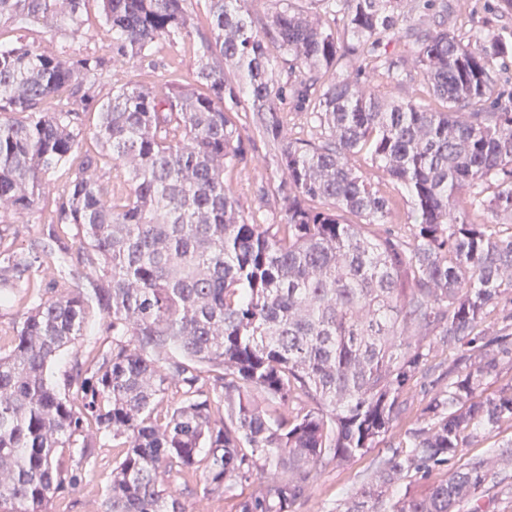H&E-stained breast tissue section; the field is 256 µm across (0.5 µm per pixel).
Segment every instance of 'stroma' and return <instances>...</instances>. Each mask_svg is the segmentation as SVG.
<instances>
[{"label": "stroma", "instance_id": "35a3bbf8", "mask_svg": "<svg viewBox=\"0 0 512 512\" xmlns=\"http://www.w3.org/2000/svg\"><path fill=\"white\" fill-rule=\"evenodd\" d=\"M402 12L407 18V27L412 30L411 36L383 41L378 49L380 55L401 58V80L390 81L381 71L372 69L366 70L359 79L360 88L376 90L393 100H429L428 87L417 58V47L419 39L430 32L445 29L467 41L478 28L486 26L495 30L503 42L512 45V12L503 7L501 0H436L428 10L419 8L416 0H404ZM0 41L22 43L73 61L87 56L104 59L105 64L94 81L88 101H71L69 92L65 91L47 98L42 104L44 111L55 112L62 103L68 102L73 109L82 112L87 129L79 144V150L83 153L98 148L91 131L101 104L111 96L113 90L124 85L157 90L172 74L177 75L180 82H192L203 51L196 37L183 41L161 39L144 59L117 62L112 49V34L100 20L96 0H90L78 31H71L67 26L52 31L39 20L29 22L26 28L20 30L0 23ZM234 110L246 157L242 162L225 165L224 187L233 196L244 217L256 218L263 224L285 223L287 204L277 192L283 179L277 146L253 123L248 102H240ZM277 110L283 116L282 139H304L315 143L322 141L321 128L310 119L308 113L298 108L293 97L278 100ZM354 165L381 194L392 200L391 229L406 232L411 207L401 187L386 171L372 163L367 153L357 154ZM73 173L74 169L70 166L56 169L50 175L55 186L54 192L43 196L34 211L5 216L4 221L10 229L6 237L0 239V244L16 250H28L47 244L43 225L56 208V189L68 184ZM89 323L92 336L83 338L75 349L63 353L54 364L52 372L56 384H63L75 360H84L95 354L96 339L107 337L108 320L102 314L91 311ZM456 358L455 349L443 343L436 344L433 358L410 381L401 395L402 411L389 445L371 449L343 465L318 469L298 512H336L339 501L355 493L364 484L374 481L382 461L390 455L392 448L404 446L405 431L421 426L433 393L447 387L448 371ZM510 438L511 428L501 430L499 436L479 440L473 446L462 449L448 463L434 468L428 474H409L398 481L389 495L378 503V512H388L392 500L404 492L423 493L432 482L446 478L455 468L476 457L490 461L502 482L501 487L490 490L481 498L480 503L485 512H512V496L506 493L507 488L512 487V462L501 458L497 448L499 441ZM118 458V451L113 448L111 438H102L94 450L92 461L79 473L76 484L66 486L63 493L51 503L52 512H85L86 501L101 502L112 478V467ZM202 487V479L196 478L189 482L182 495L187 512H194L201 502L208 504L210 512H234L237 499L250 491L248 485L239 484L226 494L207 496Z\"/></svg>", "mask_w": 512, "mask_h": 512}]
</instances>
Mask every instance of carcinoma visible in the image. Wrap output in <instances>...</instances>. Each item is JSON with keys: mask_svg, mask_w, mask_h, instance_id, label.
Here are the masks:
<instances>
[{"mask_svg": "<svg viewBox=\"0 0 512 512\" xmlns=\"http://www.w3.org/2000/svg\"><path fill=\"white\" fill-rule=\"evenodd\" d=\"M88 0H0V20L80 26ZM118 54L148 56L160 39L195 31L185 0H98ZM342 13L347 45L319 20L288 6L256 28L247 0H208L207 62L195 83L170 79L156 92L122 87L102 103L86 153L58 194L47 236L73 230L68 250H0V301L53 265L50 295L12 323L0 351V512H49L68 481L74 448L88 462L97 438L121 440L102 512H186L169 478L199 475L204 494L248 484L235 512H295L312 472L386 442L399 399L442 341L465 365L434 393L423 425L407 431L376 484L344 499L338 512H377L404 474L448 463L478 437L512 426V386L486 395L485 381L512 359V311L490 338L483 323L512 305V94L493 95V69L512 45L488 32L473 45L446 30L420 41L418 58L436 110L390 102L336 76L311 115L320 144L281 143L288 179L286 223L243 217L224 189V165L246 151L226 104H251L272 139L283 127L275 101L310 87L281 79L279 64L325 77L349 54L360 73L397 64L377 54L398 29L402 0H321ZM279 46L271 59L267 37ZM237 67L226 77L216 61ZM24 45L0 43V214L34 210L48 175L71 162L84 134L81 113L45 112L43 101L102 68ZM471 107L465 118L456 108ZM370 150L411 203L404 237L373 227L389 201L348 163ZM112 165L128 195L109 193L98 173ZM484 186L494 187L486 197ZM490 209L505 230L472 224L457 208ZM361 222L351 224L344 215ZM108 319L112 341L76 362L59 391L48 371L87 331L91 307ZM499 484L475 459L406 493L390 512H458Z\"/></svg>", "mask_w": 512, "mask_h": 512, "instance_id": "obj_1", "label": "carcinoma"}]
</instances>
